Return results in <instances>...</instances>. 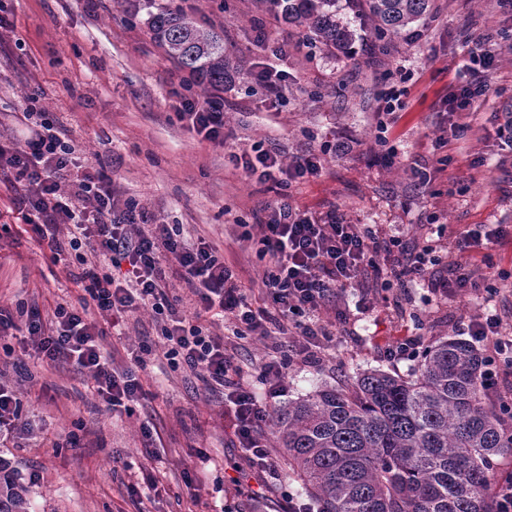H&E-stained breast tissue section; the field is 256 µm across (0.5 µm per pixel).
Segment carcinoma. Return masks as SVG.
I'll return each instance as SVG.
<instances>
[{
	"label": "carcinoma",
	"mask_w": 512,
	"mask_h": 512,
	"mask_svg": "<svg viewBox=\"0 0 512 512\" xmlns=\"http://www.w3.org/2000/svg\"><path fill=\"white\" fill-rule=\"evenodd\" d=\"M314 47L344 50L355 33L338 0H256ZM375 38L417 34L433 0H362ZM145 25L205 89L233 78L224 36L182 10L142 0ZM486 356L471 343L437 337L407 377L371 369L325 384L274 410L270 432L285 449L288 477L320 512H495L499 458L512 456V413L488 403ZM28 489L0 460V512H29Z\"/></svg>",
	"instance_id": "1"
}]
</instances>
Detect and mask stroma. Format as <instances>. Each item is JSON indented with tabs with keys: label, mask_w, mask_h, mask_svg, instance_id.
I'll return each instance as SVG.
<instances>
[{
	"label": "stroma",
	"mask_w": 512,
	"mask_h": 512,
	"mask_svg": "<svg viewBox=\"0 0 512 512\" xmlns=\"http://www.w3.org/2000/svg\"><path fill=\"white\" fill-rule=\"evenodd\" d=\"M169 3L224 34L237 69L223 90L227 131L275 148L287 164L324 151L317 175L284 192L246 177L225 161L223 148L194 138L172 96L193 79L135 18V0H0V15L13 24L0 33V113L20 111L38 95L42 110L72 129L82 158L101 163L123 197L147 205L159 223L218 244L255 290L264 264L242 227L283 194L294 206L334 209L354 224L400 225L405 238L419 242L477 224L512 225V148L496 135L512 107V51L503 50L484 77L483 95L464 112L470 131L433 144L437 115L476 40L488 33L512 38V9L498 0H435L421 38L395 40L382 54L371 50L360 15L346 6L341 18L361 47L354 57L304 45L286 23L267 17L262 25L271 37L297 46L277 59L257 37L253 0ZM266 66L287 73L280 97L252 77ZM386 74L405 95L382 144L376 112ZM339 140L348 151L328 152ZM392 149L397 156L390 162ZM9 197L0 185V221L11 226L0 236V307L47 312L59 302L78 304L71 266L54 263L49 250L16 226ZM496 252L497 267L477 262L473 269L497 286L503 326L512 329V242ZM372 292L367 279L337 294L323 316L332 318L340 307L346 318L337 321L320 361L290 365L279 405L368 369L407 374L416 357L390 360L388 346L417 333L457 336L459 321L485 306L475 295L440 297L425 280L408 289L402 310L361 312L360 300ZM160 330V316L144 307L129 313L121 335L110 339L113 367L132 370L146 392L122 415L111 412L85 371L39 359L22 336L0 337V383L22 402L14 445L0 447V458L28 486L32 512H285L279 481L257 475L232 442L221 391L163 353L136 362L142 343L156 340ZM292 341L252 336L240 341L235 357L250 376ZM148 431L161 438L153 457L144 450Z\"/></svg>",
	"instance_id": "1"
}]
</instances>
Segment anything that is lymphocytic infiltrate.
I'll use <instances>...</instances> for the list:
<instances>
[{
  "mask_svg": "<svg viewBox=\"0 0 512 512\" xmlns=\"http://www.w3.org/2000/svg\"><path fill=\"white\" fill-rule=\"evenodd\" d=\"M479 44L472 80L448 97V129L455 138L467 129L459 120L461 112L481 95V75L493 68L497 57L490 38H480ZM175 97L177 115L189 130L226 145L223 99L188 88ZM13 118L24 133L0 143V183L9 184L13 211L54 262L75 255L72 280L82 296L80 308L59 303L47 319L34 309L21 324L0 308V335L20 331L40 356L72 361L89 372L96 392L112 408H124L139 399L142 386L132 373L113 369L104 343L109 332L119 331L126 313L151 306L169 320L162 330L167 356L222 391L234 441L256 471L274 468L266 429L273 401L286 392L288 367L297 358H313L335 336L333 323L320 317L327 302L366 278L389 288H408L424 280L433 263V246L407 243L399 225L384 234L377 225L351 224L332 211L309 213L283 199L256 220L260 234L254 246L265 263L261 284L269 302L254 304L236 264L205 238L193 239L177 226L157 223L148 210L122 198L100 168L79 162L69 129L38 111L35 98H28ZM229 159L247 176L279 186L317 173L321 166L320 156L312 152L284 164L260 142L234 146ZM63 224L72 227L66 240L58 232ZM509 240L511 224H481L454 237L457 259L436 280L441 296L452 299L466 291L496 295L493 285L475 276L471 260L478 249L482 263L494 267L495 246ZM180 285L189 288L191 300L177 294ZM219 319L230 321L239 340L252 335L298 337V344L257 368L265 398L245 383L228 344L208 332V324ZM459 331L486 343L484 384L495 389L500 374L512 372V334L504 331L501 316L483 311L460 324Z\"/></svg>",
  "mask_w": 512,
  "mask_h": 512,
  "instance_id": "1",
  "label": "lymphocytic infiltrate"
}]
</instances>
